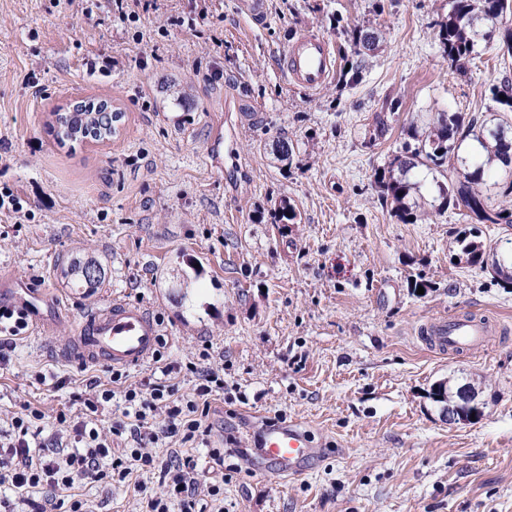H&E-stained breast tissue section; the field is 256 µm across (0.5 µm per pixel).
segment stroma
Wrapping results in <instances>:
<instances>
[{
	"instance_id": "stroma-1",
	"label": "stroma",
	"mask_w": 512,
	"mask_h": 512,
	"mask_svg": "<svg viewBox=\"0 0 512 512\" xmlns=\"http://www.w3.org/2000/svg\"><path fill=\"white\" fill-rule=\"evenodd\" d=\"M114 0L86 15L80 0H0V187L22 199L0 212V275L42 283L47 333L30 329L0 373V420L30 404L54 417L72 395L109 379L65 348L111 299L163 325L166 361L202 346L224 369L209 423L224 467V512H512V287L456 262L464 224L452 212L402 224L375 170L419 112L499 113L491 84L512 64L485 53L453 72L431 24L448 0H269L263 27L237 0ZM371 24L381 42L363 82L291 86L279 48L313 31L333 48L337 18ZM108 100L120 129L103 142H58L54 114ZM393 107L377 145L375 112ZM242 165L210 167L215 132ZM294 146L282 162L276 143ZM297 214L274 224L281 202ZM95 256L93 292L63 287L58 259ZM426 281L417 292L415 281ZM473 313L496 334L454 356L417 332ZM65 378L53 388L37 373ZM473 385L480 419L448 425L428 393ZM301 422L322 450L299 477H276L258 446L274 419ZM93 512H140L132 488L84 485Z\"/></svg>"
}]
</instances>
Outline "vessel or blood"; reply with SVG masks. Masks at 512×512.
I'll list each match as a JSON object with an SVG mask.
<instances>
[{
	"instance_id": "b4317fda",
	"label": "vessel or blood",
	"mask_w": 512,
	"mask_h": 512,
	"mask_svg": "<svg viewBox=\"0 0 512 512\" xmlns=\"http://www.w3.org/2000/svg\"><path fill=\"white\" fill-rule=\"evenodd\" d=\"M268 13V0H239V16L255 25H264ZM279 61L283 77L308 92L322 88L336 72L332 46L312 31L293 37L280 52ZM419 333L429 350L459 354L483 347L491 326L467 315H451L425 321ZM160 334L158 321L147 309L115 299L86 319L78 336L71 339L70 353L88 364L136 368L151 358ZM261 448L263 457L278 473L288 475L302 474L319 454L311 433L294 422L267 425Z\"/></svg>"
}]
</instances>
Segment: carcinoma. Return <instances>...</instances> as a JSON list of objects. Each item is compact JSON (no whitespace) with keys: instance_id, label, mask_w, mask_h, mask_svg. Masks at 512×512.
<instances>
[{"instance_id":"1","label":"carcinoma","mask_w":512,"mask_h":512,"mask_svg":"<svg viewBox=\"0 0 512 512\" xmlns=\"http://www.w3.org/2000/svg\"><path fill=\"white\" fill-rule=\"evenodd\" d=\"M512 0H448V14L433 24L434 36L441 54L458 73L470 71L479 58L476 47L491 46L502 41L507 54L512 56ZM340 35L348 44L353 58L346 60L350 68L344 71L347 84L359 85L364 78L370 57L379 47L378 32L369 27L346 25ZM491 99L512 112V81L503 78L489 87ZM93 108L86 107L64 114L71 131L87 128L86 116ZM98 108L94 122L99 141L112 136V122ZM390 130L386 112L374 117V129L369 141L375 143ZM404 141L398 151L388 156L385 164L376 169L375 182L381 197L391 205L393 215L403 224H416L433 212L452 210L471 224H512V208L492 203L486 194V176L495 164L505 172L508 193L512 194V130L508 122L480 118L465 112H437L418 115L403 128ZM432 175L439 196L425 201L421 194L423 180L420 173ZM449 178L448 184L438 177ZM457 258L470 267L487 271L492 278L512 286V253L498 252L497 248L475 239L470 231L457 238ZM96 265L93 257H74L60 263L71 288L91 290L101 284L103 274L89 277L83 274L86 264Z\"/></svg>"}]
</instances>
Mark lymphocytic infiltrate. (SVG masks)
<instances>
[{"instance_id": "f902f5d3", "label": "lymphocytic infiltrate", "mask_w": 512, "mask_h": 512, "mask_svg": "<svg viewBox=\"0 0 512 512\" xmlns=\"http://www.w3.org/2000/svg\"><path fill=\"white\" fill-rule=\"evenodd\" d=\"M30 326L24 306L0 305V369L11 362L9 351L23 339ZM209 351L184 364L164 362L155 351L159 372L138 387L115 391L124 373L112 371L108 383L78 395L79 413L59 410L55 432L43 435V412L23 405L0 430V512H89L88 502L76 485L105 484L133 487L143 512H197L199 459L196 448L206 447L216 465H223L224 451L209 445L210 400L222 390L224 380L207 364ZM195 379L192 392H182L181 374ZM121 397L122 416L110 425L101 418L114 397ZM164 410V428L149 426V416ZM128 447H118V440ZM171 441L176 448L159 457V443ZM157 476L150 486L148 476Z\"/></svg>"}]
</instances>
